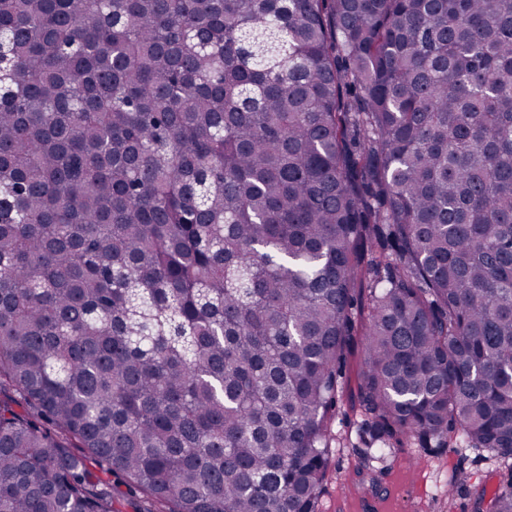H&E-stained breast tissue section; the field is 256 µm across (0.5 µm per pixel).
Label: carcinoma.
Wrapping results in <instances>:
<instances>
[{"label":"carcinoma","instance_id":"1","mask_svg":"<svg viewBox=\"0 0 512 512\" xmlns=\"http://www.w3.org/2000/svg\"><path fill=\"white\" fill-rule=\"evenodd\" d=\"M358 336L512 460V0H0V512H317Z\"/></svg>","mask_w":512,"mask_h":512}]
</instances>
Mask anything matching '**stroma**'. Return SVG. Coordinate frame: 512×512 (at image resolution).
Instances as JSON below:
<instances>
[{
	"label": "stroma",
	"mask_w": 512,
	"mask_h": 512,
	"mask_svg": "<svg viewBox=\"0 0 512 512\" xmlns=\"http://www.w3.org/2000/svg\"><path fill=\"white\" fill-rule=\"evenodd\" d=\"M363 370L357 343L344 360L318 512H473L477 492L493 495L504 464L483 450L404 447L368 458L372 442L361 429L357 402Z\"/></svg>",
	"instance_id": "obj_1"
}]
</instances>
